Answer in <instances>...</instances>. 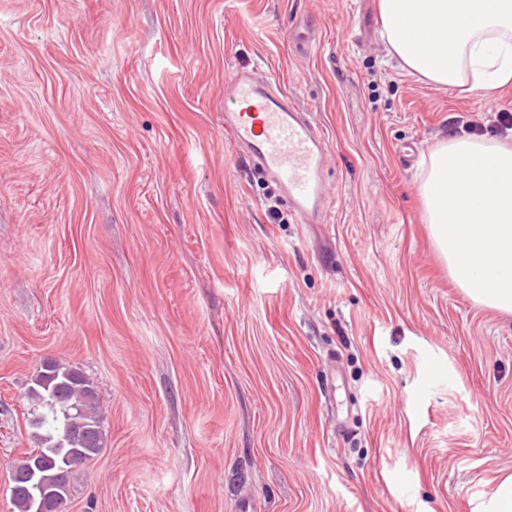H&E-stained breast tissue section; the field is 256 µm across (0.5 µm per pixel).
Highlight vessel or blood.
<instances>
[{
  "label": "vessel or blood",
  "instance_id": "1",
  "mask_svg": "<svg viewBox=\"0 0 512 512\" xmlns=\"http://www.w3.org/2000/svg\"><path fill=\"white\" fill-rule=\"evenodd\" d=\"M224 131L274 184L297 223H324L329 154L311 113L276 81L241 68L224 85Z\"/></svg>",
  "mask_w": 512,
  "mask_h": 512
}]
</instances>
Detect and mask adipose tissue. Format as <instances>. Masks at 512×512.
Here are the masks:
<instances>
[{
  "instance_id": "obj_1",
  "label": "adipose tissue",
  "mask_w": 512,
  "mask_h": 512,
  "mask_svg": "<svg viewBox=\"0 0 512 512\" xmlns=\"http://www.w3.org/2000/svg\"><path fill=\"white\" fill-rule=\"evenodd\" d=\"M381 40L409 75L494 97L512 82V0H380Z\"/></svg>"
}]
</instances>
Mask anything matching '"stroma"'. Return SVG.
Wrapping results in <instances>:
<instances>
[{"instance_id":"obj_1","label":"stroma","mask_w":512,"mask_h":512,"mask_svg":"<svg viewBox=\"0 0 512 512\" xmlns=\"http://www.w3.org/2000/svg\"><path fill=\"white\" fill-rule=\"evenodd\" d=\"M380 29L379 0H0V512L48 357L101 398L69 512H474L512 473V316L450 278L418 162L512 143V86L410 76ZM243 67L322 127L324 223L225 135Z\"/></svg>"}]
</instances>
